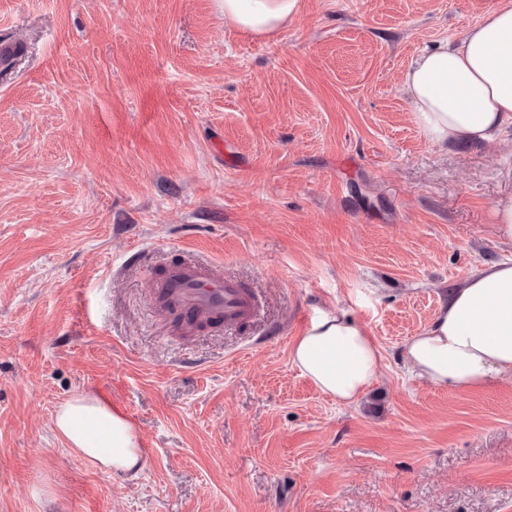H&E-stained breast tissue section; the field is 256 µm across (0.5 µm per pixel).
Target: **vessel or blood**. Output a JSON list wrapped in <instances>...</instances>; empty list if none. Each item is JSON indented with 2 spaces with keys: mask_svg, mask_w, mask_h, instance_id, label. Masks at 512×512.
I'll return each instance as SVG.
<instances>
[{
  "mask_svg": "<svg viewBox=\"0 0 512 512\" xmlns=\"http://www.w3.org/2000/svg\"><path fill=\"white\" fill-rule=\"evenodd\" d=\"M158 293L177 311L190 313L197 321L221 322L228 327L246 322L258 310V301L247 288L194 258L169 265Z\"/></svg>",
  "mask_w": 512,
  "mask_h": 512,
  "instance_id": "obj_1",
  "label": "vessel or blood"
}]
</instances>
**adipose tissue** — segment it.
<instances>
[{"label":"adipose tissue","instance_id":"ef3b65f1","mask_svg":"<svg viewBox=\"0 0 512 512\" xmlns=\"http://www.w3.org/2000/svg\"><path fill=\"white\" fill-rule=\"evenodd\" d=\"M300 0H218L224 22L269 37L292 20ZM403 89L413 116L439 145L495 141L512 125V0L490 11L457 42L423 54ZM408 370L441 389H472L512 376V260L481 268L450 292L432 323L407 339ZM291 360L337 402L354 404L372 382L383 352L339 310L319 311L298 338ZM56 431L79 456L113 472L141 468L138 438L108 405L77 395L56 411Z\"/></svg>","mask_w":512,"mask_h":512}]
</instances>
